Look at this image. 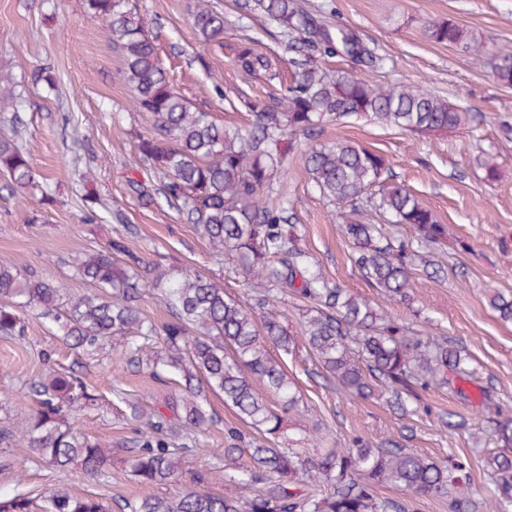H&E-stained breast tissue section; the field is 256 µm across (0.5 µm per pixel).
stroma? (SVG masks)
<instances>
[{"label": "stroma", "instance_id": "35a3bbf8", "mask_svg": "<svg viewBox=\"0 0 512 512\" xmlns=\"http://www.w3.org/2000/svg\"><path fill=\"white\" fill-rule=\"evenodd\" d=\"M137 4L155 28L176 89L225 126H246L250 115L237 106L236 95L248 92L249 85L228 58L199 43L190 22L194 0ZM210 4L224 13L228 42L250 37L260 48L279 49L281 36L266 18L239 21L236 0ZM305 6L332 26L353 29L386 59L384 68L372 70L335 55L324 58L327 68L354 69L379 84H419L479 116L478 122L426 141L364 118L330 124L321 137L325 143L349 140L385 155L395 181L409 186L447 225L448 247L441 259L448 274L435 280L414 271L408 306L361 278L338 213L312 188L301 156L289 158L286 174L274 184L280 196L294 202L299 245L319 262L326 279L370 298L388 317L418 332L462 344L476 380L467 384L465 400L444 389L423 392L417 414L405 422L383 401L352 398L308 375L312 363L300 341L284 357L300 405L285 414L282 439L293 445L309 433L323 451L348 447L356 437L376 445L402 437L408 425V448L463 462L473 498L486 501L492 486L484 468L488 413L477 397L479 386L492 385L497 399L512 409V322L502 321L488 301L493 290L512 289V133L503 130L512 126V87L498 83L483 58L433 43L424 29L451 18L481 35L488 49L512 45V0H305ZM44 67L59 79L51 94L30 81L31 72ZM122 69L107 23L88 13L85 0H0V70L12 74L22 97L18 111L0 112V138L13 139L29 155L44 188L34 195L13 191L0 177V256L53 280L69 296L90 289L76 276L74 259L123 237L158 271L191 268L239 298L249 289H262V282H250L236 259L213 254L207 239L185 223L176 207L163 200L146 207L127 192L126 178L136 165L133 135L150 132L151 123L133 110ZM487 153L495 154L500 165L501 176L494 182L486 180L481 166ZM26 322L23 337H0V404L13 421L27 419L32 402L26 385L44 362L83 374L99 399L80 413L78 423L111 442L112 465L108 478H93L24 459L19 449L0 445L1 495L24 492L35 498L63 488L101 498L112 503V512H121L125 499L146 493L165 497L191 488L198 469L250 466L245 449L226 460L227 431L241 422L222 394L211 393L208 410L216 423L190 444L178 481L138 485L128 466L137 437L129 405L152 409L174 391V384L152 379L146 368L127 364L117 352L75 357L55 329L31 316ZM447 412L467 418L469 431L449 434L442 424Z\"/></svg>", "mask_w": 512, "mask_h": 512}]
</instances>
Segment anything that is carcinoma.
I'll return each mask as SVG.
<instances>
[{
	"mask_svg": "<svg viewBox=\"0 0 512 512\" xmlns=\"http://www.w3.org/2000/svg\"><path fill=\"white\" fill-rule=\"evenodd\" d=\"M88 12L108 23L112 46L122 56L123 77L133 92V107L153 120L152 131L134 146L145 173L128 177L130 194L144 205L161 196L183 220L200 229L218 251L236 258L268 288L245 302L224 294L195 271L159 272L122 239L83 253L76 274L95 291L63 298L54 283L19 270L0 258V336H22L21 314L35 311L81 355L95 356L104 347H121L130 362L154 376L170 372L181 392L163 409L146 414L131 407L140 422L130 459L131 473L145 487L166 485L179 477L184 432L197 436L213 422L207 393L224 396L240 421L255 434L228 431L232 444L224 455L248 441L251 466L225 480L258 485L243 501L185 490L169 497L145 494L125 502L127 512H404L396 500L380 497L377 488L391 485L415 494L448 498V512H469L471 500L464 466L415 453L396 440L377 446L360 438L347 448L314 457L281 446L282 414L297 397L282 362L270 347L288 353L294 338L283 325L278 296L289 293L304 303L298 322L314 374L351 396L382 399L400 417L413 414L420 393L435 386L464 398L459 382L472 380L469 357L445 336H423L383 314L370 301L328 282L313 257L298 246L294 205L267 198L288 159L301 150L304 167L322 199L341 209L343 232L353 245V261L371 288L399 303L410 301L413 260L433 253L448 240V228L414 192L387 177L384 155L360 144L336 140L299 148L296 137L311 140L325 124L367 117L430 138L466 126L465 109L425 88L369 82L345 70L320 66L317 54L346 55L378 69L384 58L350 29L331 28L304 8L300 0H237L239 16L272 21L286 37L282 52L266 53L249 42H224V13L196 0L191 24L200 43L228 50L245 79L277 88L270 98L247 94L239 104L252 123L229 130L211 113L194 106L171 83L152 32L136 0H85ZM433 43L468 54L482 48V37L448 19L429 25ZM495 79L512 86V49L500 48L488 59ZM16 107L10 77L0 73V111ZM0 173L11 188H38L30 158L11 139H0ZM378 214L408 225L413 240L389 235L370 219ZM145 288L159 290L169 318L157 324L143 316L138 301ZM490 305L500 319L512 321V291H493ZM33 409L28 419L0 424V442L21 449L58 468H79L92 477L107 474L112 444L82 431L75 416L95 405L98 395L74 372L50 365L29 383ZM281 404L276 412L267 397ZM485 458L492 470L496 512H512V417L490 419ZM299 473L308 483L327 485L321 496L291 492ZM0 512H35L24 494L0 499ZM40 512H111L93 496L54 490L43 497Z\"/></svg>",
	"mask_w": 512,
	"mask_h": 512,
	"instance_id": "carcinoma-1",
	"label": "carcinoma"
}]
</instances>
